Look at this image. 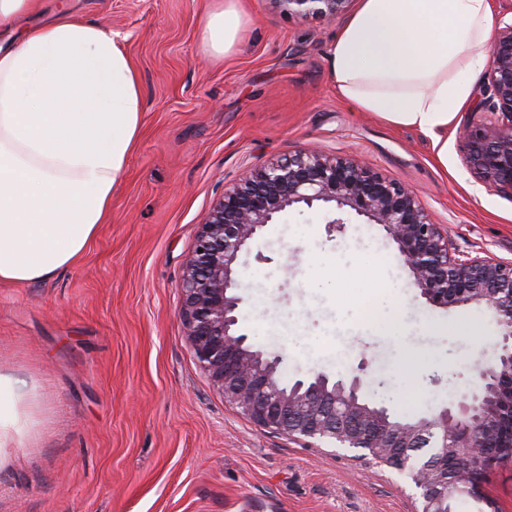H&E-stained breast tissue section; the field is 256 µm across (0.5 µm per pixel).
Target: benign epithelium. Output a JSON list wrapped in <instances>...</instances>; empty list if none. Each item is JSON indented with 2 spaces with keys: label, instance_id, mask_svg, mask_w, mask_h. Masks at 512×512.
<instances>
[{
  "label": "benign epithelium",
  "instance_id": "benign-epithelium-1",
  "mask_svg": "<svg viewBox=\"0 0 512 512\" xmlns=\"http://www.w3.org/2000/svg\"><path fill=\"white\" fill-rule=\"evenodd\" d=\"M271 2L288 15L332 20L351 0ZM487 79L490 96L477 110L488 109L494 118L468 125L463 148L484 183L512 194V23L494 30ZM303 207L349 211L380 225L429 304L487 309L500 330L496 361L510 370L476 365L480 391L414 420L367 402L357 372L282 383L284 354L256 348L238 329L243 299L237 280L251 242L280 214ZM181 290L187 343L225 401L266 430L353 448L407 476L417 489L419 512H448L449 501L482 491L501 463L495 449L512 447V264L453 254L448 236L413 191L351 156L300 149L225 188L201 224ZM472 457L483 466L465 464Z\"/></svg>",
  "mask_w": 512,
  "mask_h": 512
}]
</instances>
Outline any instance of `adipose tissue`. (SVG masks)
<instances>
[{"label": "adipose tissue", "mask_w": 512, "mask_h": 512, "mask_svg": "<svg viewBox=\"0 0 512 512\" xmlns=\"http://www.w3.org/2000/svg\"><path fill=\"white\" fill-rule=\"evenodd\" d=\"M43 0H0V282L50 280L85 252L143 125L140 78L116 33L60 16L18 29ZM490 0H360L330 44L329 79L362 112L440 143L483 67ZM240 0H216L203 40L243 38Z\"/></svg>", "instance_id": "obj_1"}]
</instances>
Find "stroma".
Returning <instances> with one entry per match:
<instances>
[{
	"label": "stroma",
	"mask_w": 512,
	"mask_h": 512,
	"mask_svg": "<svg viewBox=\"0 0 512 512\" xmlns=\"http://www.w3.org/2000/svg\"><path fill=\"white\" fill-rule=\"evenodd\" d=\"M211 0H45L119 35L139 71L143 126L112 211L58 277L0 284V512H417L393 470L261 429L225 402L194 357L180 284L224 189L302 148L347 154L413 190L461 256L512 263V195L471 173L473 103L440 163L423 132L339 99L327 46L342 19H300L243 0L245 40L217 57L202 40ZM239 329L285 354L284 382L362 368L367 400L412 419L474 387L499 328L476 306L442 309L411 283L379 225L290 211L254 244ZM394 317V334L361 316Z\"/></svg>",
	"instance_id": "1"
}]
</instances>
